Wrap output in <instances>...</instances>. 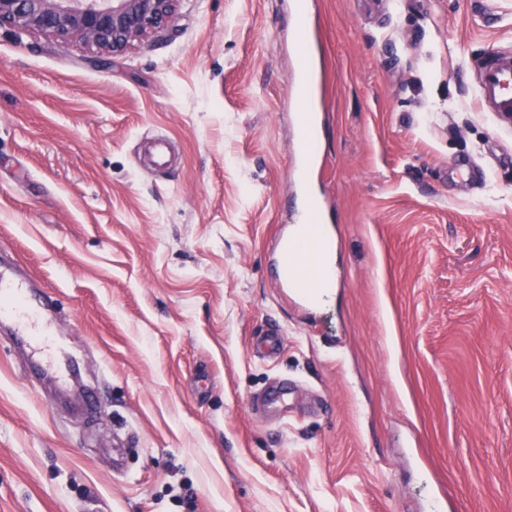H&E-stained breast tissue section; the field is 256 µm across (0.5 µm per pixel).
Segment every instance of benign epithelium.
<instances>
[{"mask_svg":"<svg viewBox=\"0 0 512 512\" xmlns=\"http://www.w3.org/2000/svg\"><path fill=\"white\" fill-rule=\"evenodd\" d=\"M178 0H0V27L79 43L99 54L122 53L162 32Z\"/></svg>","mask_w":512,"mask_h":512,"instance_id":"benign-epithelium-1","label":"benign epithelium"}]
</instances>
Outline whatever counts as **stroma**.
I'll return each mask as SVG.
<instances>
[{
	"mask_svg": "<svg viewBox=\"0 0 512 512\" xmlns=\"http://www.w3.org/2000/svg\"><path fill=\"white\" fill-rule=\"evenodd\" d=\"M311 3L306 179L295 0H178L103 62L0 29V266L72 367L0 328V512H512V131L472 67L512 0ZM307 181L315 307L274 261ZM306 6L303 7L300 17V40L298 42V73L300 77L301 99L308 108L303 113V125L300 135L299 149L300 155L309 162H314L317 157L316 141H317V118L318 113L314 112V96H315V79L311 65L307 60L305 51L306 41L309 35L308 19L305 16Z\"/></svg>",
	"mask_w": 512,
	"mask_h": 512,
	"instance_id": "35a3bbf8",
	"label": "stroma"
}]
</instances>
